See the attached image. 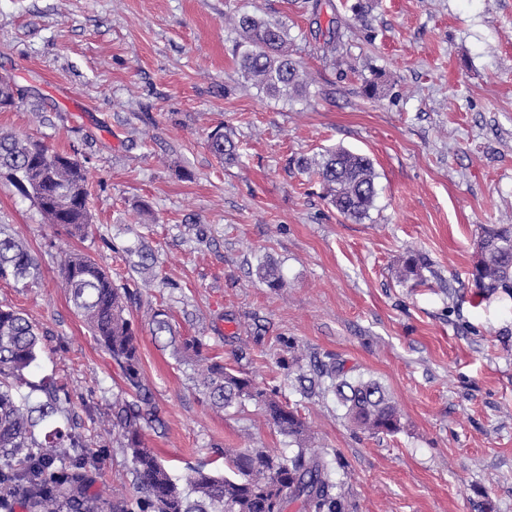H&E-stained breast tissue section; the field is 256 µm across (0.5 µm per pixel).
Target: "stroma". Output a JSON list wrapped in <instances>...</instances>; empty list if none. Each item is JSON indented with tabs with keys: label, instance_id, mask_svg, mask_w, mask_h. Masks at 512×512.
Segmentation results:
<instances>
[{
	"label": "stroma",
	"instance_id": "obj_1",
	"mask_svg": "<svg viewBox=\"0 0 512 512\" xmlns=\"http://www.w3.org/2000/svg\"><path fill=\"white\" fill-rule=\"evenodd\" d=\"M243 11L287 25L303 96L246 83L229 21ZM1 76L25 94L0 130L75 156L93 214L71 237L0 177V228L40 272L0 281V306L44 334L31 380L55 376L96 412L112 402L119 371L59 286L79 249L136 295L156 411L143 439L174 475L226 471L218 447L291 451L253 404L211 407L180 351L196 336L297 404L339 454L355 512H512V297L474 304L470 276L482 226L512 224V0H0ZM219 127L235 162L207 146ZM335 147L374 164L362 220L294 165ZM410 252L426 284L401 280ZM265 260L281 287L258 277ZM157 308L174 337L152 336ZM289 341L379 381L399 431L360 433L333 393L301 397L281 366ZM101 443L99 490L131 496L126 454Z\"/></svg>",
	"mask_w": 512,
	"mask_h": 512
}]
</instances>
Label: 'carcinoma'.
Returning a JSON list of instances; mask_svg holds the SVG:
<instances>
[{
    "label": "carcinoma",
    "mask_w": 512,
    "mask_h": 512,
    "mask_svg": "<svg viewBox=\"0 0 512 512\" xmlns=\"http://www.w3.org/2000/svg\"><path fill=\"white\" fill-rule=\"evenodd\" d=\"M239 40L234 57L244 76L269 97L301 95L306 80L288 50V27L260 16L240 13L234 19ZM19 95L16 84L0 77V110ZM212 154L232 161L236 144L217 130L209 137ZM298 169L316 167L324 199L346 218L368 215L377 195L373 163L344 148L325 151L321 159L296 161ZM0 173L31 199L49 224L66 226L73 237L85 234L91 215L88 182L78 159L29 138L0 134ZM479 259L472 270L476 296H512V224L482 228ZM419 255L404 262L405 276L423 281ZM30 250L17 239L0 237V280L37 278ZM60 278L69 302L88 330L119 368L122 384L112 392L109 410L93 420L95 427L119 441L130 458L134 496L104 498L94 490L96 465L83 433L75 402L54 377L35 382L27 372L43 347L38 327L12 308H0V512H349L344 483L336 477L330 453L310 445L306 421L299 410L276 398L246 372L228 367L203 353L200 339L183 342V350L201 367L202 385L210 404L228 409L251 403L278 432L290 439L286 456L267 448H221L231 474L193 467L175 477L160 456L142 439V424L154 415L153 396L144 382L136 332L129 314L130 293L112 273L88 254H65ZM152 334L172 333L167 312L151 315ZM295 375L302 395L327 383L345 418L356 428L377 434L399 430L401 412L376 380L351 378L331 358L303 371L299 359L283 361Z\"/></svg>",
    "instance_id": "1"
}]
</instances>
